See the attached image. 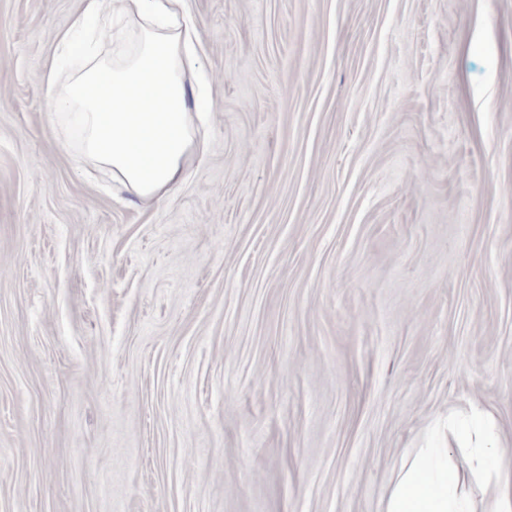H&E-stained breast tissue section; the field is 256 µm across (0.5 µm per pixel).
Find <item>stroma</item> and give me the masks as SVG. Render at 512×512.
I'll list each match as a JSON object with an SVG mask.
<instances>
[{"label":"stroma","mask_w":512,"mask_h":512,"mask_svg":"<svg viewBox=\"0 0 512 512\" xmlns=\"http://www.w3.org/2000/svg\"><path fill=\"white\" fill-rule=\"evenodd\" d=\"M208 150L146 204L0 0V512H384L479 404L512 468V0H185Z\"/></svg>","instance_id":"stroma-1"}]
</instances>
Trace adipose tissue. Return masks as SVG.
I'll return each mask as SVG.
<instances>
[{
	"instance_id": "ef3b65f1",
	"label": "adipose tissue",
	"mask_w": 512,
	"mask_h": 512,
	"mask_svg": "<svg viewBox=\"0 0 512 512\" xmlns=\"http://www.w3.org/2000/svg\"><path fill=\"white\" fill-rule=\"evenodd\" d=\"M57 46L82 59L66 73L51 64L43 75L80 152L130 194L161 201L207 149L196 138L201 104L187 78L198 27L183 0H84ZM445 427L468 449L466 467L447 449H419L401 463L385 512H467L466 489L478 477L496 485L492 512H512V472L490 466L496 432L488 414L475 406L449 415Z\"/></svg>"
}]
</instances>
